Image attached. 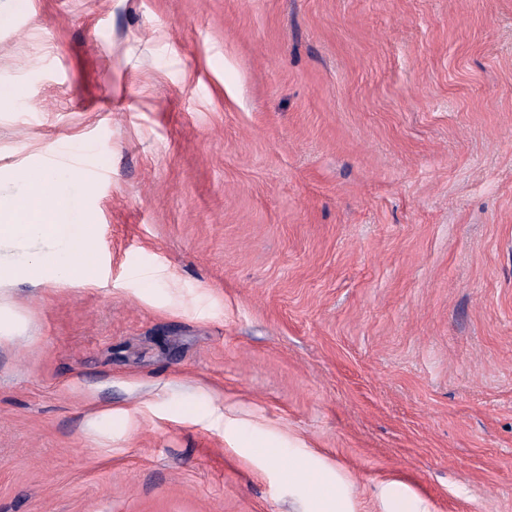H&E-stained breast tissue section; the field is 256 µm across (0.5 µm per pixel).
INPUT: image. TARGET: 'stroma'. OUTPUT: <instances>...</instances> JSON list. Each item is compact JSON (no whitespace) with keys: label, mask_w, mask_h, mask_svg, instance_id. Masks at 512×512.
<instances>
[{"label":"stroma","mask_w":512,"mask_h":512,"mask_svg":"<svg viewBox=\"0 0 512 512\" xmlns=\"http://www.w3.org/2000/svg\"><path fill=\"white\" fill-rule=\"evenodd\" d=\"M0 94V194L99 177L98 287L11 292L0 512H301L297 440L512 512V0H0Z\"/></svg>","instance_id":"obj_1"}]
</instances>
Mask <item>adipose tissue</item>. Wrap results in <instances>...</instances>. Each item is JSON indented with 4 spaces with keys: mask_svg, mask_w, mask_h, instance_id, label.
I'll use <instances>...</instances> for the list:
<instances>
[{
    "mask_svg": "<svg viewBox=\"0 0 512 512\" xmlns=\"http://www.w3.org/2000/svg\"><path fill=\"white\" fill-rule=\"evenodd\" d=\"M262 456L266 463L281 468L289 484L306 488L302 512H354L350 501L326 469L302 460H283L278 450L270 447L263 450Z\"/></svg>",
    "mask_w": 512,
    "mask_h": 512,
    "instance_id": "ef3b65f1",
    "label": "adipose tissue"
}]
</instances>
